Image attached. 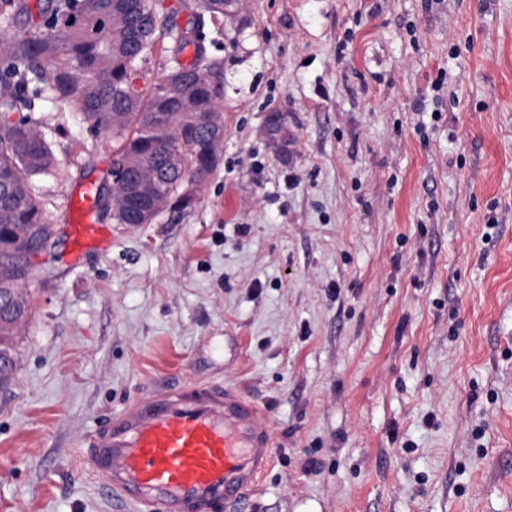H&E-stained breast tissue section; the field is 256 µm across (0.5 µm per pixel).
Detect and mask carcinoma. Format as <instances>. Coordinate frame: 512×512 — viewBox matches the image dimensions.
<instances>
[{"instance_id":"carcinoma-1","label":"carcinoma","mask_w":512,"mask_h":512,"mask_svg":"<svg viewBox=\"0 0 512 512\" xmlns=\"http://www.w3.org/2000/svg\"><path fill=\"white\" fill-rule=\"evenodd\" d=\"M196 16L189 38L156 0H0V247L46 248L54 225L32 186L35 176H51L57 160L39 124L22 114L49 104L69 112L96 133L112 139L113 156L144 157L142 172L167 190L188 176L207 178L211 168L174 170L164 165L173 153L190 155L193 146L212 148L207 132L195 126L197 112L224 109L222 63L210 53L204 18L224 22V0L186 4ZM192 49V60L181 56ZM165 58L159 81L141 92L132 89L133 72L155 51ZM178 86L187 108L168 113L162 127L152 125L166 84ZM20 113L14 121L7 116ZM138 203L124 199L112 211L118 224H132ZM24 280L7 253H0V289ZM25 301L0 302V386L14 371L10 336L29 318Z\"/></svg>"}]
</instances>
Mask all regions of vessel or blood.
Masks as SVG:
<instances>
[{"instance_id":"1","label":"vessel or blood","mask_w":512,"mask_h":512,"mask_svg":"<svg viewBox=\"0 0 512 512\" xmlns=\"http://www.w3.org/2000/svg\"><path fill=\"white\" fill-rule=\"evenodd\" d=\"M95 188L69 202L75 249L101 245L91 219ZM103 489L132 506L162 512H251L249 496L270 466L272 432L235 389L174 382L122 410L87 442Z\"/></svg>"}]
</instances>
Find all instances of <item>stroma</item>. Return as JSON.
Returning a JSON list of instances; mask_svg holds the SVG:
<instances>
[{"label":"stroma","instance_id":"obj_1","mask_svg":"<svg viewBox=\"0 0 512 512\" xmlns=\"http://www.w3.org/2000/svg\"><path fill=\"white\" fill-rule=\"evenodd\" d=\"M204 32L224 140L191 208L94 212L106 246L74 251L112 140L37 114L56 234L0 391V512H128L83 443L169 381L258 404L255 512H512V0H236ZM95 202V188L86 184L80 192L69 201L71 241L76 250L86 246H99L106 237L102 224H95L91 215Z\"/></svg>","mask_w":512,"mask_h":512}]
</instances>
